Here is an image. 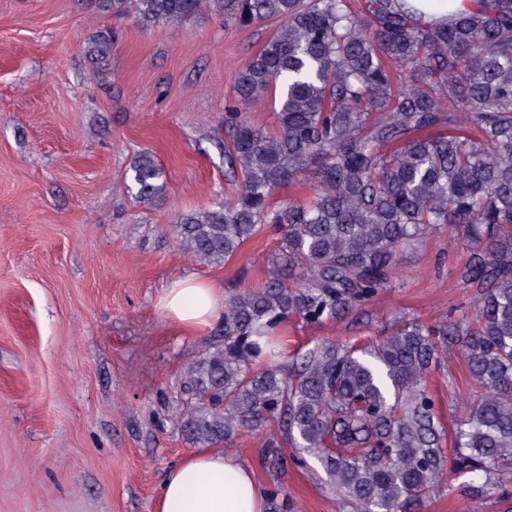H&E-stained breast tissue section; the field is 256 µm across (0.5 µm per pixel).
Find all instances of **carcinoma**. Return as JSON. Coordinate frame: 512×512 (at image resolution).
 I'll list each match as a JSON object with an SVG mask.
<instances>
[{
  "instance_id": "1",
  "label": "carcinoma",
  "mask_w": 512,
  "mask_h": 512,
  "mask_svg": "<svg viewBox=\"0 0 512 512\" xmlns=\"http://www.w3.org/2000/svg\"><path fill=\"white\" fill-rule=\"evenodd\" d=\"M85 2L144 28L205 10L281 21L235 80L237 102L277 106V130L225 113L238 191L175 225L204 261L230 260L262 229L280 235L265 285L225 302L218 343L189 367L186 438L218 447L277 422L293 463L315 460L353 512H418L450 473L469 476L467 496L512 501V0H481L445 27L407 0ZM116 41L102 29L89 53L104 64ZM300 172L313 195L270 202ZM162 175L143 153L125 188L152 203ZM442 230L469 252L459 280L472 312L398 320L369 348L322 341L282 361L288 319L322 325L363 308L402 277L403 254ZM453 348L475 395L448 454L426 379ZM261 460L283 467L276 435ZM266 498L288 512L279 486Z\"/></svg>"
}]
</instances>
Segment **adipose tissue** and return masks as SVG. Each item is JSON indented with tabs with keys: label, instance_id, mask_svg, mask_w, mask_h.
<instances>
[{
	"label": "adipose tissue",
	"instance_id": "1",
	"mask_svg": "<svg viewBox=\"0 0 512 512\" xmlns=\"http://www.w3.org/2000/svg\"><path fill=\"white\" fill-rule=\"evenodd\" d=\"M161 308L182 330L197 331L223 311L224 290L214 282L183 278L165 290ZM155 512H266V499L236 454L203 450L168 471Z\"/></svg>",
	"mask_w": 512,
	"mask_h": 512
}]
</instances>
